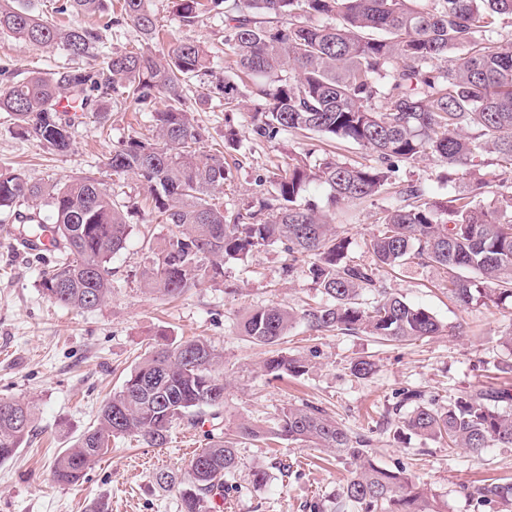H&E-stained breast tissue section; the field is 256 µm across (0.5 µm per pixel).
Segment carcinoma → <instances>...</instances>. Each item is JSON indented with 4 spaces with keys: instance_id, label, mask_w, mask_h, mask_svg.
Instances as JSON below:
<instances>
[{
    "instance_id": "carcinoma-1",
    "label": "carcinoma",
    "mask_w": 512,
    "mask_h": 512,
    "mask_svg": "<svg viewBox=\"0 0 512 512\" xmlns=\"http://www.w3.org/2000/svg\"><path fill=\"white\" fill-rule=\"evenodd\" d=\"M63 10L101 15L107 0H66ZM224 15V45L233 66L251 82L259 100L250 134L272 141L305 133L322 143H348L369 151L366 163L347 162L313 144L269 178V188L243 209L213 203L224 191V152L200 146L183 95L192 78L213 73L207 48L191 39L173 42L158 56L149 48L115 51L99 70L64 68L22 82L0 84V112L14 117L26 136L44 148L67 152L71 122L61 118L63 98L73 112H87L91 93L107 87L125 102L142 106L157 98L152 113L157 142L130 139L112 149V172L140 177L155 219L169 226L159 241L143 239L144 288L171 297L224 276V263L245 261L256 249L285 245L282 273H301L320 288L324 302L300 312L278 306L251 310L242 323L256 345L274 346L298 322L314 332L364 333L409 342L442 332L428 309L378 289L380 275L415 261L445 274L448 296L463 305L492 298L512 305V50L489 36L499 17H512V0H180L187 26L201 15ZM316 18L333 22L316 24ZM132 25L148 43L157 19L148 0H120L112 24ZM0 32L42 48L61 46L84 57L101 41L98 30L75 24L61 28L20 0H0ZM224 111L239 108L237 83L215 86ZM506 164L501 191L491 181H469V189L439 200L433 190L409 184L393 191L381 209L379 229L365 242L369 264L349 259L351 241L336 234L330 213L302 201L317 182L329 190L328 205L368 201L387 192L401 163L430 157L461 176ZM44 200L53 210L54 247L61 257L42 273L40 286L52 302L93 310L112 294L110 262L131 233L122 206L104 184L83 177L59 184L30 182L16 170H0V210L19 200ZM221 356L200 339L164 345L145 355L119 391L102 407L97 425L60 452L56 482H79L112 438L133 435L153 448L167 443L171 428L187 419H215L223 407L209 394L224 393ZM263 369L274 378L300 377L308 363L272 351ZM417 404L405 426L427 438H446L450 448L479 456L491 446L512 447V391H464L441 406L409 393ZM35 409L0 399V463L32 436ZM236 436L250 441L284 439L330 448L349 457L350 476L335 495L334 512H437L427 491L405 471L377 465L323 409L290 405L275 426L239 424ZM236 443L217 440L196 454L187 476L175 481L181 512H207L224 496L238 468ZM477 498L512 497V484L477 487Z\"/></svg>"
}]
</instances>
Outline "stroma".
Instances as JSON below:
<instances>
[{
	"instance_id": "35a3bbf8",
	"label": "stroma",
	"mask_w": 512,
	"mask_h": 512,
	"mask_svg": "<svg viewBox=\"0 0 512 512\" xmlns=\"http://www.w3.org/2000/svg\"><path fill=\"white\" fill-rule=\"evenodd\" d=\"M149 5L159 30L150 45L153 52L165 51L171 40L189 37L213 51L216 77L227 75L223 16L211 13L187 27L176 0H150ZM84 23L101 31L97 56L75 58L62 47L43 49L4 33L0 68H10L20 81L36 71L99 67L113 50L142 44L132 26L108 28L96 16ZM184 96L207 145L222 146L224 109L208 85L189 81ZM96 103L98 113L76 121L73 146L60 154L24 137L12 118L0 112V169L20 171L33 182L94 175L122 205L132 227L126 249L110 263L111 297L97 309L82 311L53 303L39 286L41 270L58 260L59 250L18 251L15 243L22 226L11 213H0V399L30 401L37 407L34 438L0 464V512H90L97 502L106 503L109 512H180L177 493L157 486V472L184 475L189 450L228 437L245 420L273 425L291 403L325 409L351 437L366 442L379 466L405 469L424 484L444 512H504L498 500L481 501L471 491L485 479L512 482V447L493 446L477 457L468 449L415 435L403 425L411 407L402 398L413 391L425 401L444 405L464 391L512 389V374L500 370L512 360V349L501 342L502 334L512 329V309L479 302L459 305L443 288L438 269L411 264L384 274L382 286L430 310L442 325L440 335L400 344L364 334L314 333L299 323L281 348L304 356L308 372L282 380L266 375L261 366L268 350L241 335V319L262 306L300 309L321 301V293L302 276H283L284 254L277 244L254 251L246 261L225 263L223 280L180 297L146 292L142 234L148 231L161 238L167 227L152 217L139 178L113 174L106 160L122 141L152 136L151 112L163 102L158 99L151 108L141 109L100 96ZM303 143L294 133L272 142L245 139L227 158L225 206L238 208L260 195L263 178L300 153ZM396 180L433 186L443 195L458 193L466 185L462 179L449 181L447 167L428 158L401 166ZM383 204L377 197L336 210L335 229L351 239V260L370 263L364 243L377 230ZM193 339L206 340L224 360V405L217 425L178 422L160 448L127 435L113 438L79 483H55V456L96 424L103 404L120 389L140 356L162 344ZM361 358L375 364L374 373L363 379L349 371L351 362ZM238 448L239 467L224 496L211 502L210 512H331L329 496L353 469L341 453L291 441L268 447L243 440ZM257 467L266 473L264 482L253 480Z\"/></svg>"
}]
</instances>
